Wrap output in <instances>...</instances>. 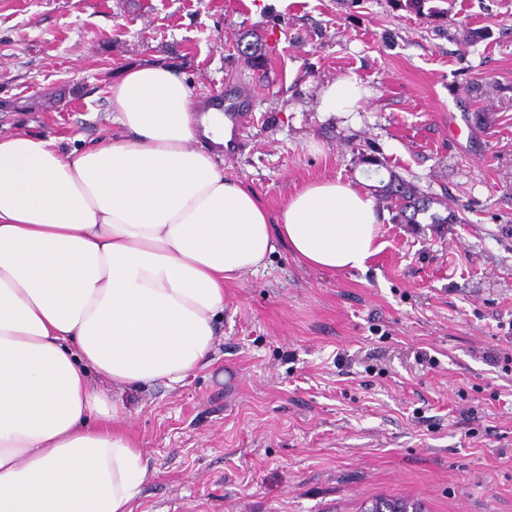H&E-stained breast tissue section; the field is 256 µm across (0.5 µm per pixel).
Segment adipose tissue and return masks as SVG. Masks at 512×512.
Here are the masks:
<instances>
[{
	"label": "adipose tissue",
	"instance_id": "1",
	"mask_svg": "<svg viewBox=\"0 0 512 512\" xmlns=\"http://www.w3.org/2000/svg\"><path fill=\"white\" fill-rule=\"evenodd\" d=\"M367 94L339 79L318 109ZM109 105L122 135L80 150L0 136V512H134L152 473L115 390L207 363L225 285L277 247L332 273L382 249L376 205L350 184H306L273 215L226 179L199 141L226 145L230 125L199 114L174 69L126 68Z\"/></svg>",
	"mask_w": 512,
	"mask_h": 512
}]
</instances>
